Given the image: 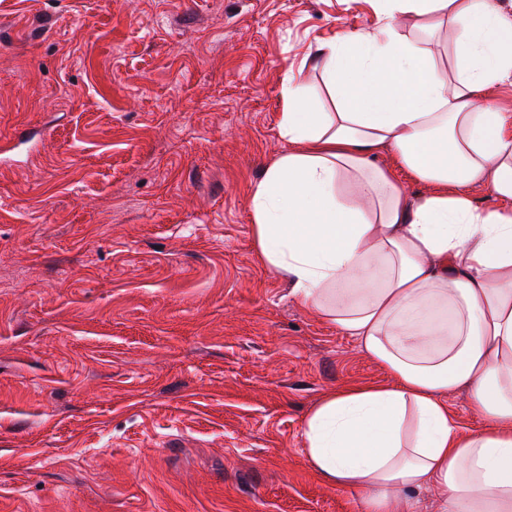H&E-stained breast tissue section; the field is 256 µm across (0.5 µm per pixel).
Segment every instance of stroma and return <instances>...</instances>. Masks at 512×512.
<instances>
[{"label": "stroma", "mask_w": 512, "mask_h": 512, "mask_svg": "<svg viewBox=\"0 0 512 512\" xmlns=\"http://www.w3.org/2000/svg\"><path fill=\"white\" fill-rule=\"evenodd\" d=\"M376 0H0V504L362 512L308 465L388 372L255 251L286 72Z\"/></svg>", "instance_id": "obj_1"}]
</instances>
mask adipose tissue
Listing matches in <instances>:
<instances>
[{"label": "adipose tissue", "instance_id": "obj_1", "mask_svg": "<svg viewBox=\"0 0 512 512\" xmlns=\"http://www.w3.org/2000/svg\"><path fill=\"white\" fill-rule=\"evenodd\" d=\"M376 24L312 57L334 109L285 78L279 133L290 147L252 189L254 242L300 305L383 366L389 386L326 393L304 453L324 482L361 494L364 512H512V113L483 101L512 77V15L491 0H381ZM454 33L455 77L399 20ZM387 152L427 194L411 198ZM462 392L486 424L462 434Z\"/></svg>", "mask_w": 512, "mask_h": 512}]
</instances>
